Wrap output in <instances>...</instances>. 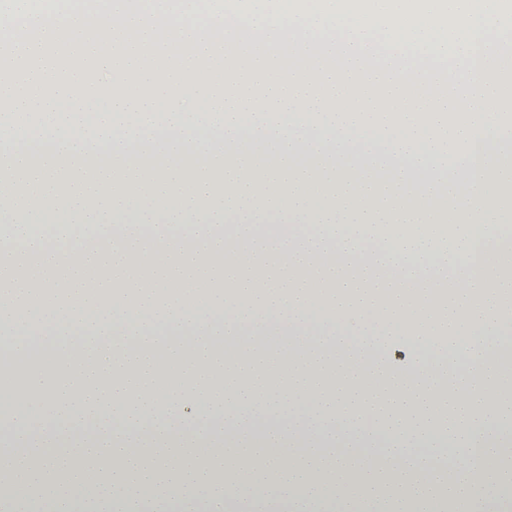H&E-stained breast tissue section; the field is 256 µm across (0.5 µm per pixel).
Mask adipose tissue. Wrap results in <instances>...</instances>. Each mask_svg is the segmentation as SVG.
I'll return each instance as SVG.
<instances>
[{"label": "adipose tissue", "instance_id": "adipose-tissue-1", "mask_svg": "<svg viewBox=\"0 0 512 512\" xmlns=\"http://www.w3.org/2000/svg\"><path fill=\"white\" fill-rule=\"evenodd\" d=\"M8 5L0 68L28 67L18 89L0 86V177L23 175L6 229L38 264L82 262L64 296L36 295L0 253V327L26 369L19 404L13 370H0L1 502L64 495L142 512L199 486L217 505L231 488L256 504L276 486L335 512H485L512 496V360L496 354L512 345V0ZM106 13L122 23L108 59L59 69L58 48ZM172 32L198 42L178 71ZM228 47L224 83L199 86L198 62ZM148 52L157 63L134 81ZM238 56L267 79L261 108L234 91ZM359 62L372 79L356 85ZM450 68L457 80L437 96ZM92 70L105 76L100 112L74 94ZM379 91L388 111L350 108ZM362 154L370 163L355 168ZM81 222L97 224V243ZM240 238L265 260H225V240ZM146 240L153 287L97 283L101 260L129 265ZM312 251L324 257L315 281L300 274ZM202 252L222 259L230 287L199 276ZM74 336L100 368L69 354ZM143 445L189 454L172 472L134 455Z\"/></svg>", "mask_w": 512, "mask_h": 512}]
</instances>
